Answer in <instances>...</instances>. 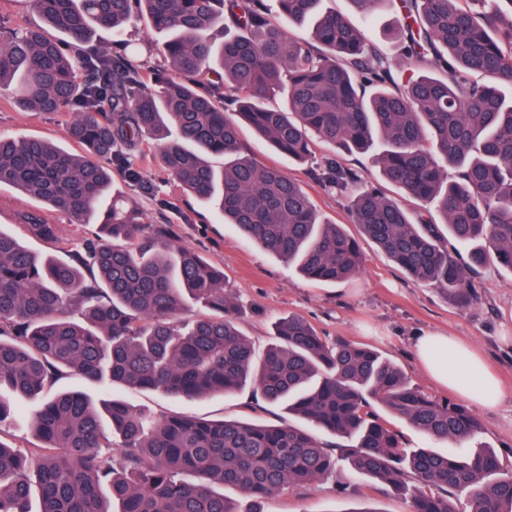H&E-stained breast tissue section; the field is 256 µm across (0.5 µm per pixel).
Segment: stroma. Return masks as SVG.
Wrapping results in <instances>:
<instances>
[{"instance_id": "1", "label": "stroma", "mask_w": 512, "mask_h": 512, "mask_svg": "<svg viewBox=\"0 0 512 512\" xmlns=\"http://www.w3.org/2000/svg\"><path fill=\"white\" fill-rule=\"evenodd\" d=\"M326 6L349 18L401 62L394 34L400 18L399 6L365 16L350 0H325ZM0 133L18 138H42L69 152L77 145L68 136L65 116L30 112L14 100L0 99ZM241 140L261 164L273 166L296 179L311 197L322 217L343 225L358 243L363 272L340 283L309 280L278 257L257 247L234 226L216 218L212 207L194 197L174 194L169 176L150 158H142L148 190L137 200L146 223H172L176 244L189 248L224 271V287L236 297L243 314L237 326L256 351L268 345L276 320L297 314L327 339L344 337L370 345L391 358L414 386L429 397L444 401L451 392L435 387L418 366L412 350L415 335L439 331L457 336L481 351L507 395L497 410L478 411L481 441L498 455L512 461V272L487 264L476 271L475 297L460 306L441 288L420 285L384 254L353 224L350 203L327 177L330 164L357 173L362 182L414 208L413 200L386 182L372 156L335 154L317 145L305 164L289 162L250 129H242ZM173 199L174 208H164L159 198ZM118 394L130 404L146 407L159 415L189 413L220 420L247 419L255 423L291 422L283 407L252 402L250 391L229 396L206 397L193 402L130 388ZM264 512H410L402 495L369 479L352 478L345 468L299 489L284 488L263 504Z\"/></svg>"}]
</instances>
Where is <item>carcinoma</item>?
<instances>
[{
  "instance_id": "1",
  "label": "carcinoma",
  "mask_w": 512,
  "mask_h": 512,
  "mask_svg": "<svg viewBox=\"0 0 512 512\" xmlns=\"http://www.w3.org/2000/svg\"><path fill=\"white\" fill-rule=\"evenodd\" d=\"M321 2L276 0L274 12L267 0H32L40 23H0V95L69 116L70 138L91 154L0 134V185L45 204L16 211L15 227L66 255L43 258L0 231V390L39 397L65 372L187 401L249 387L309 425L157 418L118 398L101 414L84 393L61 392L30 421L42 445L0 440V512H263L284 487L336 469L320 433L348 441L352 475L407 495L412 512H512V465L481 442L465 448L481 430L469 408L428 397L380 351L328 341L296 314L256 356L224 272L174 245L170 225L145 223L129 194L144 188L148 153L177 190L308 279L358 275L357 241L321 219L297 180L245 154L244 124L295 161L317 141L372 153L418 208L359 187L351 171L331 182L348 192L353 223L416 282L467 304L473 267L512 271V0H405V62L443 76L400 83L383 48ZM278 16L307 37L288 38ZM135 19L162 43H132ZM100 30L110 45L96 42ZM154 51L174 77L145 79L140 57ZM227 86L239 93L229 117ZM57 213L101 235L69 243ZM450 238L471 264L454 259ZM190 300L206 313L185 319ZM397 420L448 451L405 447Z\"/></svg>"
}]
</instances>
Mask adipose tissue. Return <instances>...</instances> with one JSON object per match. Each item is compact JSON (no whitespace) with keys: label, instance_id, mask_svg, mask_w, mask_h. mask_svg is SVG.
Returning <instances> with one entry per match:
<instances>
[{"label":"adipose tissue","instance_id":"obj_1","mask_svg":"<svg viewBox=\"0 0 512 512\" xmlns=\"http://www.w3.org/2000/svg\"><path fill=\"white\" fill-rule=\"evenodd\" d=\"M413 350L431 382L472 401L480 409H496L503 392L481 352L456 336L426 332L415 337Z\"/></svg>","mask_w":512,"mask_h":512}]
</instances>
